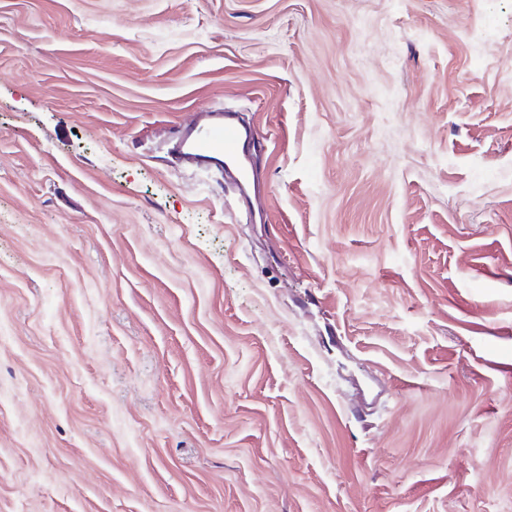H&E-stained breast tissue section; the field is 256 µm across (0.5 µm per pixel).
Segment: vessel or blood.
<instances>
[{
    "mask_svg": "<svg viewBox=\"0 0 512 512\" xmlns=\"http://www.w3.org/2000/svg\"><path fill=\"white\" fill-rule=\"evenodd\" d=\"M181 146L189 155L204 159L223 161L224 165L242 166L247 158L252 134L241 126L236 115L224 113L221 120L205 130L180 129L175 133Z\"/></svg>",
    "mask_w": 512,
    "mask_h": 512,
    "instance_id": "b4317fda",
    "label": "vessel or blood"
}]
</instances>
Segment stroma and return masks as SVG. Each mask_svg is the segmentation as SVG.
I'll use <instances>...</instances> for the list:
<instances>
[{"instance_id": "obj_1", "label": "stroma", "mask_w": 512, "mask_h": 512, "mask_svg": "<svg viewBox=\"0 0 512 512\" xmlns=\"http://www.w3.org/2000/svg\"><path fill=\"white\" fill-rule=\"evenodd\" d=\"M0 512H512V0H0ZM175 138L189 155L204 160H223L225 168L238 166L242 179L247 178L243 161L250 152L254 136L241 126L234 113L224 112L221 120L202 131L178 129Z\"/></svg>"}]
</instances>
